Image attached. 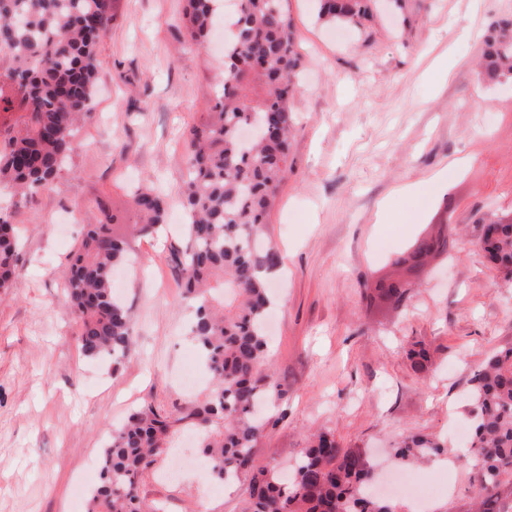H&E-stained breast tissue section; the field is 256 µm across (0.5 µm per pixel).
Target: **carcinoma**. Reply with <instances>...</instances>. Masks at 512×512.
Listing matches in <instances>:
<instances>
[{
    "label": "carcinoma",
    "instance_id": "cac0c4a2",
    "mask_svg": "<svg viewBox=\"0 0 512 512\" xmlns=\"http://www.w3.org/2000/svg\"><path fill=\"white\" fill-rule=\"evenodd\" d=\"M236 2L231 20L238 31L224 45V77L189 131V177L182 191L187 224L177 250L182 300L190 309L188 333L211 377L210 392L199 409L174 415L149 404L112 429L87 512H147L137 493L140 477L166 451L179 425L195 427L213 477L248 481L245 512H397L396 504L367 493L369 461L339 447L329 431L312 436L286 478L275 467L253 464L252 449L264 429L255 404L282 395L271 376L265 387L257 379L268 346L269 279L282 258L256 241L292 168L295 117L289 100L302 54L286 0ZM318 2L319 20L350 28L360 27L377 7V0ZM186 3L187 34L203 47L221 15L219 0ZM111 19L112 0H0V56L8 59L0 113L23 112L17 125L0 119V188H11L18 199L55 179L77 147L79 125L93 118L96 46ZM480 66L491 81L512 80V19L489 24ZM167 207V195L158 188L136 190L122 212L97 203L65 273L85 358L117 365L132 350L130 311L115 296L112 275L140 239L159 232ZM17 247L14 226L0 216V288L13 284ZM453 247L442 229L423 235L395 260L398 272L370 287L399 307L412 288L410 276ZM481 249L512 275V221L486 225ZM410 357L416 371H428L431 355L424 343H416ZM470 399L475 424L462 466L473 479L475 512H506L499 489L512 486V347L494 352L474 375ZM439 448L409 435L395 456L420 461Z\"/></svg>",
    "mask_w": 512,
    "mask_h": 512
}]
</instances>
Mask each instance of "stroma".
<instances>
[{
	"instance_id": "stroma-1",
	"label": "stroma",
	"mask_w": 512,
	"mask_h": 512,
	"mask_svg": "<svg viewBox=\"0 0 512 512\" xmlns=\"http://www.w3.org/2000/svg\"><path fill=\"white\" fill-rule=\"evenodd\" d=\"M185 0H113L98 47L95 119L78 151L32 198L0 196L17 229V279L0 291V512H86L75 490L97 479L112 426L136 407L199 405L210 376L187 336L170 254L184 239L173 213L187 170L183 145L224 70L215 47L188 45ZM286 7L303 47L293 171L271 208L267 239L283 258L266 369L284 392L254 450L255 465L289 467L311 433L374 466L413 469L449 485L428 512H469L472 488L458 456L472 431V377L512 346V277L480 249L488 219H512V81L481 80L476 60L490 22L512 0H416L401 38L385 13L366 28L317 18L314 0ZM163 187L164 232L142 241L120 270L136 345L120 366L84 358L61 272L97 200L126 206L132 191ZM414 187L411 197L401 196ZM396 214L383 221L384 209ZM455 246L417 281L402 307L371 298L428 225ZM433 366L419 375L415 342ZM441 443L406 465L402 438ZM174 453L144 473L139 494L163 512H244L248 484L211 478L196 456L182 478Z\"/></svg>"
}]
</instances>
